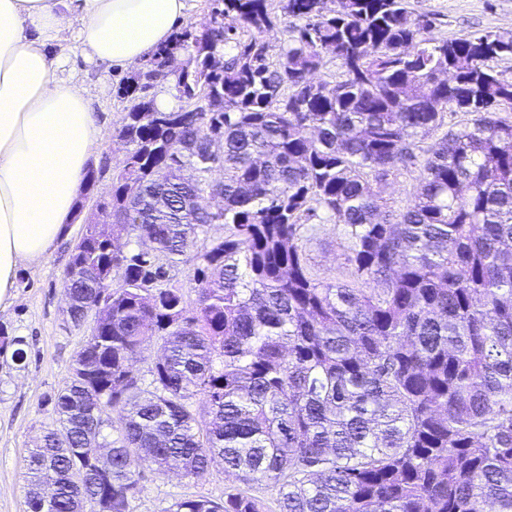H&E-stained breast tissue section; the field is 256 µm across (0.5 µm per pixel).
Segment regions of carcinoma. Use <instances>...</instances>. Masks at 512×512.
I'll return each instance as SVG.
<instances>
[{
	"label": "carcinoma",
	"mask_w": 512,
	"mask_h": 512,
	"mask_svg": "<svg viewBox=\"0 0 512 512\" xmlns=\"http://www.w3.org/2000/svg\"><path fill=\"white\" fill-rule=\"evenodd\" d=\"M325 4L219 0L153 55L136 88L173 75L181 105L144 95L112 132L116 222L82 234L64 276L74 326L108 300L28 450L29 512H131L145 466L244 485L163 512H266L255 488L277 512H512V69L493 65L512 32L444 39L408 0ZM329 60L331 88L313 80ZM404 175L413 203L379 212ZM319 214L349 237L346 280L308 272ZM22 344L0 354L23 362ZM154 345L145 379L132 360ZM170 276L172 277V283L183 289L187 309L193 311L195 309L196 293L194 287L196 284L192 280L193 272L191 266L186 263H177L172 268Z\"/></svg>",
	"instance_id": "1"
}]
</instances>
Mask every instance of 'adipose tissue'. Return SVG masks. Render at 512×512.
Wrapping results in <instances>:
<instances>
[{
  "mask_svg": "<svg viewBox=\"0 0 512 512\" xmlns=\"http://www.w3.org/2000/svg\"><path fill=\"white\" fill-rule=\"evenodd\" d=\"M186 0H0V303L77 223L101 132L85 90L58 76L63 36L128 68L170 41Z\"/></svg>",
  "mask_w": 512,
  "mask_h": 512,
  "instance_id": "1",
  "label": "adipose tissue"
}]
</instances>
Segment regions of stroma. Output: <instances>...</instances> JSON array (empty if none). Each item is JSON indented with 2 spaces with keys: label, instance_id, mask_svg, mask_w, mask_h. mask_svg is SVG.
Segmentation results:
<instances>
[{
  "label": "stroma",
  "instance_id": "35a3bbf8",
  "mask_svg": "<svg viewBox=\"0 0 512 512\" xmlns=\"http://www.w3.org/2000/svg\"><path fill=\"white\" fill-rule=\"evenodd\" d=\"M418 14L433 15L434 32L454 38L485 31H512V0H409ZM71 75L89 91L91 110L101 130L92 167L95 185L85 188L84 199L107 195L116 173L118 153L110 141L135 102L138 69L104 67L86 61L73 38H66ZM95 211L84 210L80 222L69 225L46 259L18 272L11 302L0 305V335L23 340L25 362L0 356V512H28L25 456L42 430L51 424L48 403L70 375L71 364L86 340L85 329L67 324L64 272L70 247L97 221ZM349 241L342 225L310 220L302 248L311 272L322 279L345 278ZM142 492L132 512H163L176 498L220 500L234 477L215 469L205 479L193 480L172 472L162 476L144 468Z\"/></svg>",
  "mask_w": 512,
  "mask_h": 512
}]
</instances>
